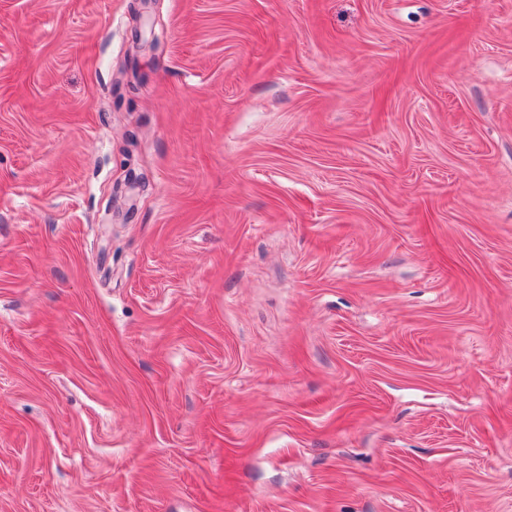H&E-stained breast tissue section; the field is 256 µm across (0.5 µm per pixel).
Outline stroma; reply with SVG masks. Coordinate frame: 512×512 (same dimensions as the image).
<instances>
[{"label": "stroma", "instance_id": "1", "mask_svg": "<svg viewBox=\"0 0 512 512\" xmlns=\"http://www.w3.org/2000/svg\"><path fill=\"white\" fill-rule=\"evenodd\" d=\"M0 512H512V0H0Z\"/></svg>", "mask_w": 512, "mask_h": 512}]
</instances>
